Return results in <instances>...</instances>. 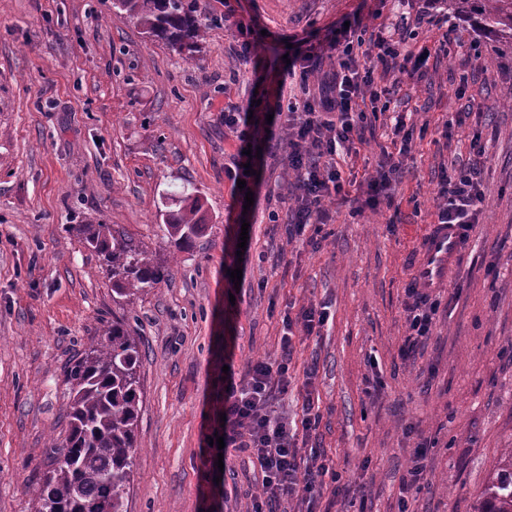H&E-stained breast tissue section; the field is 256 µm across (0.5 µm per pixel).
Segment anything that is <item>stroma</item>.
Masks as SVG:
<instances>
[{
    "label": "stroma",
    "mask_w": 512,
    "mask_h": 512,
    "mask_svg": "<svg viewBox=\"0 0 512 512\" xmlns=\"http://www.w3.org/2000/svg\"><path fill=\"white\" fill-rule=\"evenodd\" d=\"M204 33L177 53L112 10V0H0V512H36L32 491L69 430V367L104 326L140 344L143 404L127 512H253L255 457L219 459L222 368L281 355L283 320L315 304L319 334L296 331L291 385L277 411L300 424L304 463H327L312 492L278 512H475L512 448V51L449 17L461 47L430 59L392 101L410 132L392 145V114L340 162L344 197L289 238L296 205L288 138L239 139L233 107L264 112L275 86L300 91L285 62L344 24L386 26L407 51L437 48L415 27L430 0H197ZM255 43L252 62L243 42ZM485 150L476 224L427 335L411 327L412 267L441 202L445 171ZM255 172L246 205L234 186L241 151ZM400 168L391 202L365 206L384 160ZM199 198L208 223L177 248L166 218ZM107 224L153 254L162 276L133 304L114 300L100 256L72 232ZM241 269L240 282L230 274ZM316 375L311 389L303 383ZM426 475L402 483L417 449Z\"/></svg>",
    "instance_id": "35a3bbf8"
}]
</instances>
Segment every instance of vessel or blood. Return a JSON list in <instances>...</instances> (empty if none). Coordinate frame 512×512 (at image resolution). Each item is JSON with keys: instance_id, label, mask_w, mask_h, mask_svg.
Instances as JSON below:
<instances>
[{"instance_id": "b4317fda", "label": "vessel or blood", "mask_w": 512, "mask_h": 512, "mask_svg": "<svg viewBox=\"0 0 512 512\" xmlns=\"http://www.w3.org/2000/svg\"><path fill=\"white\" fill-rule=\"evenodd\" d=\"M460 247L461 236L458 226L435 225L413 270L415 287L432 291L446 282L455 265Z\"/></svg>"}]
</instances>
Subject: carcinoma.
I'll list each match as a JSON object with an SVG mask.
<instances>
[{"label":"carcinoma","instance_id":"1","mask_svg":"<svg viewBox=\"0 0 512 512\" xmlns=\"http://www.w3.org/2000/svg\"><path fill=\"white\" fill-rule=\"evenodd\" d=\"M448 13L473 22L512 48V0H444ZM119 15L171 50L192 49L202 37L197 11L185 0H112ZM176 245L188 246L207 224L197 198L166 219ZM71 229L103 257L113 291L131 303L160 278L152 255L108 224H74ZM139 342L119 321L70 370V429L57 445L54 467L36 491L38 512H126L136 429L143 404L138 366ZM476 512H512V450L503 454L482 490Z\"/></svg>","mask_w":512,"mask_h":512}]
</instances>
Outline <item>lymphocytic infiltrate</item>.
I'll return each instance as SVG.
<instances>
[{"label":"lymphocytic infiltrate","instance_id":"lymphocytic-infiltrate-1","mask_svg":"<svg viewBox=\"0 0 512 512\" xmlns=\"http://www.w3.org/2000/svg\"><path fill=\"white\" fill-rule=\"evenodd\" d=\"M329 50L336 56V68L328 93L286 104L277 98L269 108L275 117L287 119L288 166L301 191V204L288 227L292 236L300 234L312 216L324 215L325 201L344 190L335 156L352 151L363 138L367 115L360 101L365 96L374 102L380 98L372 90L375 69L395 70L410 79L416 75L403 60L399 46L379 32L370 36L366 65H359L355 57L351 31H337ZM440 196L439 223L455 224L469 232L482 196L479 163L461 166L445 176ZM282 352L284 357L277 363L258 361L243 374L228 372L224 384L225 448L257 457L263 473L260 498L266 512H276L281 499L298 488L313 489L328 472L323 464L302 469L288 423L272 409L273 400L287 393L289 386L286 356L290 344H283Z\"/></svg>","mask_w":512,"mask_h":512}]
</instances>
